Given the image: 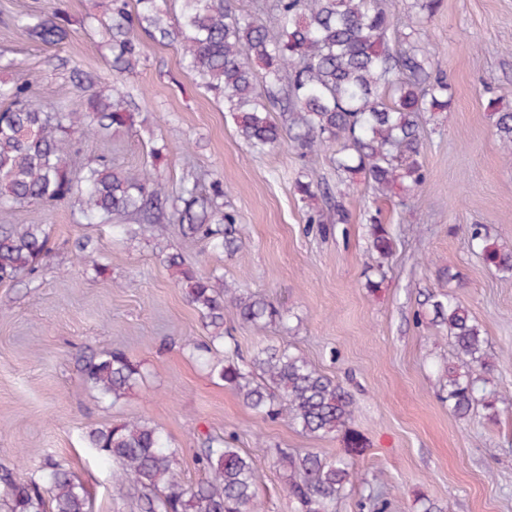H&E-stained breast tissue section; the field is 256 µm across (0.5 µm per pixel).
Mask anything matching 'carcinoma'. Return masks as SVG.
<instances>
[{"instance_id": "cac0c4a2", "label": "carcinoma", "mask_w": 512, "mask_h": 512, "mask_svg": "<svg viewBox=\"0 0 512 512\" xmlns=\"http://www.w3.org/2000/svg\"><path fill=\"white\" fill-rule=\"evenodd\" d=\"M179 14L169 17L163 0H107L112 17L107 50L112 72L129 74L139 65L144 30L160 43L179 45L184 67L204 89L224 103L236 131L256 153L289 140L301 156L330 152L345 180L344 195L360 177L380 195L422 191L427 176L421 161L422 122L448 111L454 90L434 72L436 47L424 20L440 0H413L404 18H396L378 0H269L275 17L271 32L256 13L237 10L231 0H176ZM29 36L57 46L70 37L63 11L24 23ZM34 80L17 74L0 81V211L29 202L69 203L80 224L116 225L133 237L156 224H178L183 235L204 241L212 251L232 254L243 243L238 215L224 208V188H200L186 175L171 191L147 169L112 166L100 154L80 160V143L132 130L139 111L132 95L113 83L86 86L83 108L38 99ZM263 92H257V87ZM279 109L273 117L272 109ZM486 109L505 156L512 161V109L495 98ZM328 214L314 213L310 224H346L348 215L329 189L322 191ZM373 250L385 259L393 238L378 214L368 216ZM48 224H0V282L28 279L52 251ZM485 262L512 272V251L473 229ZM210 333L211 352L224 342V305L236 308L247 324L283 323L286 315L270 300L224 281V275L200 274L180 255L162 257ZM433 321L448 330L454 360L439 379L448 408L466 417L480 405L496 419L497 399L487 390L493 368L488 337L470 311L453 299L431 301ZM79 373L102 399L117 403L141 378L140 367L122 352L83 355ZM211 373L232 388L243 404L265 418L283 419L303 434H343L349 448L363 447L348 425L352 396L333 377L320 372L301 353L282 347H258L250 358L224 346V360ZM113 466L112 477L140 492L142 512H261L260 471L255 460L235 445L232 435L199 438L195 465L206 480L184 487L177 474L179 451L150 423L133 419L103 425L88 435ZM275 461L288 472V493L300 512H329L352 485L353 472L342 457L325 458L313 450L275 449ZM83 484L69 471L50 467L44 482L23 479L0 465V512H87Z\"/></svg>"}]
</instances>
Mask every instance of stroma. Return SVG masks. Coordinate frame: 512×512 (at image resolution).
Returning a JSON list of instances; mask_svg holds the SVG:
<instances>
[{
    "label": "stroma",
    "mask_w": 512,
    "mask_h": 512,
    "mask_svg": "<svg viewBox=\"0 0 512 512\" xmlns=\"http://www.w3.org/2000/svg\"><path fill=\"white\" fill-rule=\"evenodd\" d=\"M62 8L73 32L61 47L32 41L20 20ZM96 13L91 27L82 19ZM111 16L97 0H0V60L37 78L38 98L81 107L72 68L111 81L104 47ZM425 27L439 47L436 65L455 92L448 112L428 122L422 141L423 192L375 204L364 185L342 196L349 221L307 224L321 199H305L297 181L336 188L330 156L301 157L290 144L251 153L224 109L208 98L181 62L176 45L144 39L140 65L122 79L142 109L131 132L85 142L93 157L115 166L158 169L170 187L187 171L224 187L239 216L245 244L234 254L211 251L166 224L116 239L108 224H80L69 204L16 206L11 224H47L53 245L36 279L0 283V463L42 480L48 464L76 475L91 512H140L135 491L112 479V468L87 443L96 427L143 419L179 448L183 485L201 481L193 463L201 434H232L256 461L263 512H296L273 451L312 448L350 463L354 483L331 512H512V275L489 268L471 239L480 229L512 249V164L506 163L486 110L488 98L512 108V0H442ZM168 144L166 157L149 155ZM381 208L395 240L379 288L366 286L371 248L368 211ZM88 242L106 270L92 277L77 261ZM178 252L199 273L261 294L288 316L283 324L243 323L224 308V339L242 353L261 344L302 352L343 383L355 401L351 429L365 446L348 452L341 438L311 437L287 421L245 407L185 347L204 343L195 309L159 258ZM455 274L446 281L440 265ZM449 295L482 326L495 367L491 390L505 396L495 422L475 409L461 419L438 392L453 357L445 328L426 317L430 296ZM124 352L140 366L138 385L118 403L100 399L77 371L79 357Z\"/></svg>",
    "instance_id": "35a3bbf8"
}]
</instances>
